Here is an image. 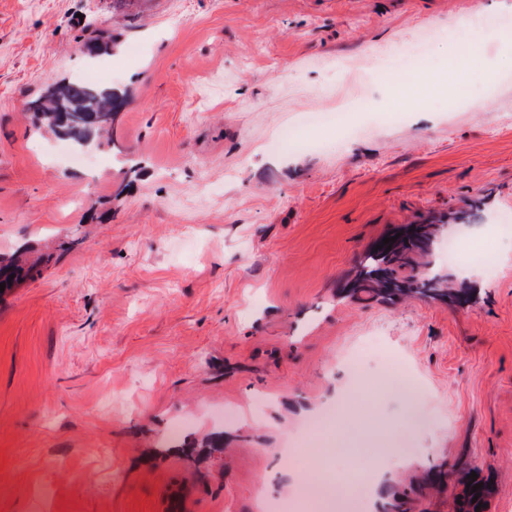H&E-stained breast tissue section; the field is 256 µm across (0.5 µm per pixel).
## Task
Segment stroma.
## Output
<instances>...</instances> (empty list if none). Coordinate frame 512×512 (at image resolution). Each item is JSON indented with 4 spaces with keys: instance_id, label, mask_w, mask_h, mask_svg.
<instances>
[{
    "instance_id": "stroma-1",
    "label": "stroma",
    "mask_w": 512,
    "mask_h": 512,
    "mask_svg": "<svg viewBox=\"0 0 512 512\" xmlns=\"http://www.w3.org/2000/svg\"><path fill=\"white\" fill-rule=\"evenodd\" d=\"M496 65L482 112L448 109L465 46ZM112 36L90 58L83 40ZM512 0H0V253L41 273L0 297V512H259L297 486L307 435L340 506L407 493L456 512L469 475L481 512H512ZM428 39L441 87L375 79ZM127 91L112 141L54 159L28 104L55 80ZM358 99L349 133L279 142L307 112ZM137 172H130V162ZM435 219L478 260H430L465 303L376 300L350 288L364 255ZM418 393L365 373L370 338ZM231 407L233 421L213 418ZM112 451L102 481L98 451Z\"/></svg>"
}]
</instances>
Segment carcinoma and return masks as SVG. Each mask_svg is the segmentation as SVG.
Returning a JSON list of instances; mask_svg holds the SVG:
<instances>
[{"mask_svg":"<svg viewBox=\"0 0 512 512\" xmlns=\"http://www.w3.org/2000/svg\"><path fill=\"white\" fill-rule=\"evenodd\" d=\"M122 92L113 88H101L66 80L48 85L36 99L29 102V109L36 117V130H46L71 140L82 149L93 143L101 134L112 128L111 108L123 100ZM78 112L99 117L95 123L74 120ZM420 238L415 240L400 237L389 243L391 250L384 248L369 252L359 272L358 288L368 290L384 299L401 295H415L423 299L447 301L446 277L431 273L425 257L438 236V229L432 224H420ZM409 265L415 274L406 280L396 276L394 264ZM34 275V267L18 258L0 259V284L8 292L20 281Z\"/></svg>","mask_w":512,"mask_h":512,"instance_id":"cac0c4a2","label":"carcinoma"}]
</instances>
